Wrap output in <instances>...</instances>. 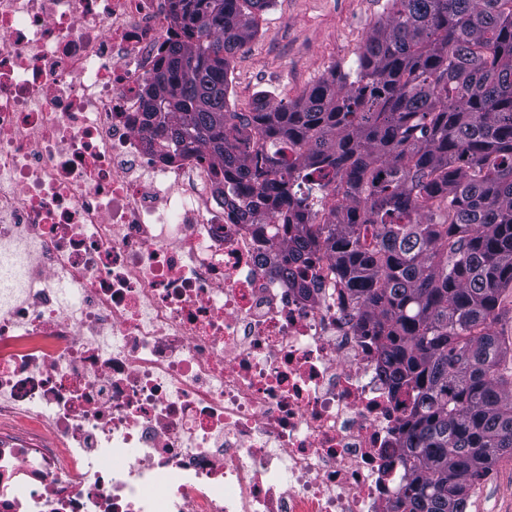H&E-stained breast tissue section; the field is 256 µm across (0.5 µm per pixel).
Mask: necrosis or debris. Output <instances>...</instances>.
<instances>
[{"instance_id":"4bbe7bcc","label":"necrosis or debris","mask_w":512,"mask_h":512,"mask_svg":"<svg viewBox=\"0 0 512 512\" xmlns=\"http://www.w3.org/2000/svg\"><path fill=\"white\" fill-rule=\"evenodd\" d=\"M0 512H387L412 394L328 255L146 141L169 0H0Z\"/></svg>"}]
</instances>
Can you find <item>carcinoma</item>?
Masks as SVG:
<instances>
[{
  "mask_svg": "<svg viewBox=\"0 0 512 512\" xmlns=\"http://www.w3.org/2000/svg\"><path fill=\"white\" fill-rule=\"evenodd\" d=\"M179 35L144 96L168 139L200 143L250 207L292 233L278 272L324 250L392 388L408 478L389 512H466L512 453V346L493 330L512 288V0H388L356 67L295 100L227 104L230 62L273 0H170ZM345 204L315 223L319 194Z\"/></svg>",
  "mask_w": 512,
  "mask_h": 512,
  "instance_id": "1",
  "label": "carcinoma"
}]
</instances>
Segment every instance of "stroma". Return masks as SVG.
<instances>
[{"label":"stroma","instance_id":"35a3bbf8","mask_svg":"<svg viewBox=\"0 0 512 512\" xmlns=\"http://www.w3.org/2000/svg\"><path fill=\"white\" fill-rule=\"evenodd\" d=\"M386 12L387 0H273L231 61L230 109L250 111L262 91L275 102L296 99L333 68L354 66ZM467 512H512V456H503L474 487Z\"/></svg>","mask_w":512,"mask_h":512}]
</instances>
